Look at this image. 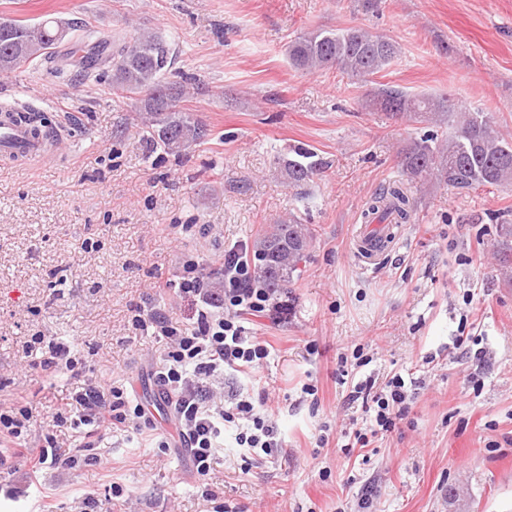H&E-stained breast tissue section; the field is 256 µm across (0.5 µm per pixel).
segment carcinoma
Returning a JSON list of instances; mask_svg holds the SVG:
<instances>
[{"instance_id": "cac0c4a2", "label": "carcinoma", "mask_w": 512, "mask_h": 512, "mask_svg": "<svg viewBox=\"0 0 512 512\" xmlns=\"http://www.w3.org/2000/svg\"><path fill=\"white\" fill-rule=\"evenodd\" d=\"M85 29V25L62 20H9L7 32L0 33V73L38 58L57 61L58 49ZM400 53L397 42L354 27L311 30L287 47L288 59L297 70L334 68L364 84ZM175 60V49L162 34L144 32L129 40H113L103 65H88L85 77L95 82L106 78L117 97L139 103L146 133L153 143L165 153L180 157L204 142L209 129L184 106L189 96L206 92L204 83L194 76L181 82L167 80ZM364 105L380 108L398 119L433 126L402 152L401 167L408 177L429 178L462 189L476 185L512 187V142L498 131L492 113L454 111L448 108L444 96L410 94L382 83L369 90ZM444 125L453 129L451 135L438 134V128ZM277 164L292 188L306 186L329 166L327 159L304 144L289 147L286 155L277 158ZM414 209L415 201L402 180L390 183L368 206L380 224H406ZM312 239L309 225L292 212L268 225L253 246L261 286L275 293L288 290ZM496 256L502 269L512 270V224L499 225Z\"/></svg>"}]
</instances>
